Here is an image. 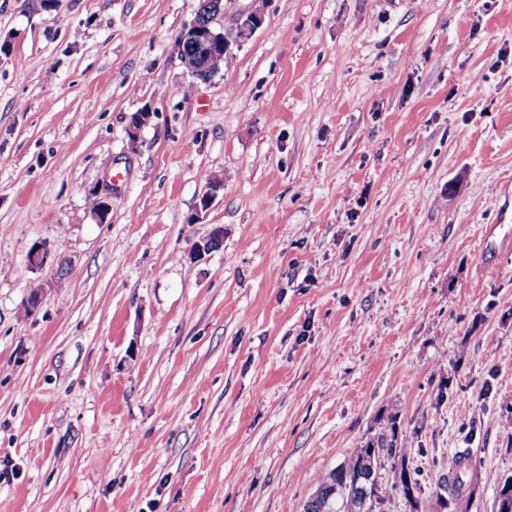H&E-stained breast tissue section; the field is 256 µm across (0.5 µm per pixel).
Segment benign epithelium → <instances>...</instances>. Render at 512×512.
<instances>
[{
	"label": "benign epithelium",
	"instance_id": "obj_1",
	"mask_svg": "<svg viewBox=\"0 0 512 512\" xmlns=\"http://www.w3.org/2000/svg\"><path fill=\"white\" fill-rule=\"evenodd\" d=\"M202 6L203 9L196 11L193 19L182 27L183 40L188 42L183 65L192 78L207 81L220 70L229 48L241 45L252 36L262 16L253 10L242 12L236 18L235 29L226 32L216 26L217 18L224 15V0H202ZM151 116L146 108L132 113L127 126L128 137L136 139ZM222 241L221 232L216 231L209 238L194 243L192 251L201 256L218 249Z\"/></svg>",
	"mask_w": 512,
	"mask_h": 512
}]
</instances>
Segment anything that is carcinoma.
Here are the masks:
<instances>
[{
  "label": "carcinoma",
  "mask_w": 512,
  "mask_h": 512,
  "mask_svg": "<svg viewBox=\"0 0 512 512\" xmlns=\"http://www.w3.org/2000/svg\"><path fill=\"white\" fill-rule=\"evenodd\" d=\"M378 454L383 459L400 458V465L392 467L387 477L380 470L368 471L362 461ZM408 449L398 441L396 419L391 417L379 434L356 449L336 468L322 474L313 497L304 505V512H375V504L404 491L406 482L419 488L418 471L408 467ZM478 481V469L467 450L448 458V471L438 482L436 496L457 499L465 486L463 476Z\"/></svg>",
  "instance_id": "cac0c4a2"
}]
</instances>
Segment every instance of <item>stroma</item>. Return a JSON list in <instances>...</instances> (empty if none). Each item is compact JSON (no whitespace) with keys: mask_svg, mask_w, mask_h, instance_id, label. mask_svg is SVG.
<instances>
[{"mask_svg":"<svg viewBox=\"0 0 512 512\" xmlns=\"http://www.w3.org/2000/svg\"><path fill=\"white\" fill-rule=\"evenodd\" d=\"M197 6L0 0V512H303L391 416L421 488L382 512L464 449L496 512L512 0H226L262 23L196 84Z\"/></svg>","mask_w":512,"mask_h":512,"instance_id":"obj_1","label":"stroma"}]
</instances>
